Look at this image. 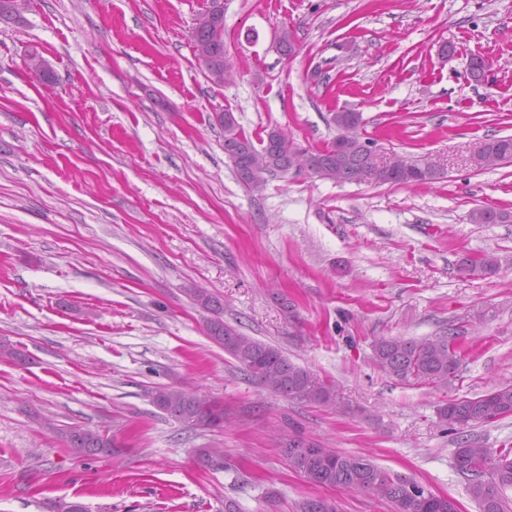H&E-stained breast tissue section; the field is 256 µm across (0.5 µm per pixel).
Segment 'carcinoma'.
<instances>
[{
  "label": "carcinoma",
  "instance_id": "1",
  "mask_svg": "<svg viewBox=\"0 0 512 512\" xmlns=\"http://www.w3.org/2000/svg\"><path fill=\"white\" fill-rule=\"evenodd\" d=\"M195 56L204 58L210 80L222 84L233 78L224 47V13L213 11L210 18H201L193 40ZM224 130V152L233 162L238 178L248 187L258 186L266 174L286 173L302 159L304 169L332 181H375L378 183H427L443 178L441 174L424 176L420 165L406 170L384 168L365 147L372 142L356 132H348L343 146L332 144L309 152L300 149L293 139L278 128L266 133L255 146L239 126L231 112L216 114ZM486 147L512 160V137H499L486 142ZM475 224H503L512 221V214L483 207L471 213ZM459 270L476 278L496 274L497 259L483 254L477 259L464 258ZM196 301L211 313L204 322L208 338L233 358L239 370L257 380L268 390L299 402L325 406L339 404L336 387L309 370L288 360L282 351L241 333L224 322L221 305L211 296L200 293ZM459 332L448 326V333L434 338H384L373 344L378 367L399 379L414 377L436 385H448L456 377L461 348L455 339ZM0 359L24 364L27 355L6 339H0ZM157 409L173 420L190 427L211 428L224 424V407L190 390L159 387L152 393ZM439 421L452 431L477 423H487L512 415V385L502 384L473 398H455L442 405ZM59 439L86 457L109 456L112 443L98 431L79 425L55 430ZM288 466L308 481L323 487H336L367 492L380 496L396 506L397 512H456L455 504L447 497L437 496L420 488L416 495L409 493L408 480L390 474L360 454H341L324 448L315 440L290 436L280 443ZM454 469L467 482V489L478 502L480 512H512V449L491 457L473 442L459 443L454 455ZM297 512H337L336 504L325 498H307L297 504Z\"/></svg>",
  "mask_w": 512,
  "mask_h": 512
}]
</instances>
